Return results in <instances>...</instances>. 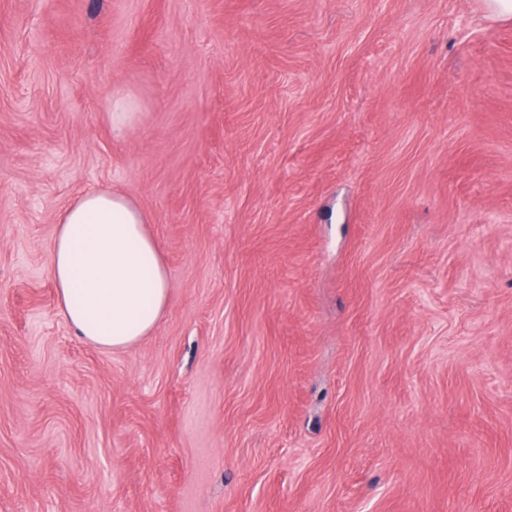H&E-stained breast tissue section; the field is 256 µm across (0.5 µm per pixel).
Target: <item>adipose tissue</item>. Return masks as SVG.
I'll use <instances>...</instances> for the list:
<instances>
[{
    "label": "adipose tissue",
    "mask_w": 512,
    "mask_h": 512,
    "mask_svg": "<svg viewBox=\"0 0 512 512\" xmlns=\"http://www.w3.org/2000/svg\"><path fill=\"white\" fill-rule=\"evenodd\" d=\"M148 222L129 196L109 186L77 194L56 215L49 270L58 310L100 349L138 343L169 304L168 274Z\"/></svg>",
    "instance_id": "ef3b65f1"
}]
</instances>
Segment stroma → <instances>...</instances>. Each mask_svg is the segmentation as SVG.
<instances>
[{
    "label": "stroma",
    "instance_id": "35a3bbf8",
    "mask_svg": "<svg viewBox=\"0 0 512 512\" xmlns=\"http://www.w3.org/2000/svg\"><path fill=\"white\" fill-rule=\"evenodd\" d=\"M106 185L170 282L120 351L49 273ZM0 512H512V21L0 0ZM135 111L134 102L128 98L112 100V125L120 129L134 126L138 115Z\"/></svg>",
    "mask_w": 512,
    "mask_h": 512
}]
</instances>
